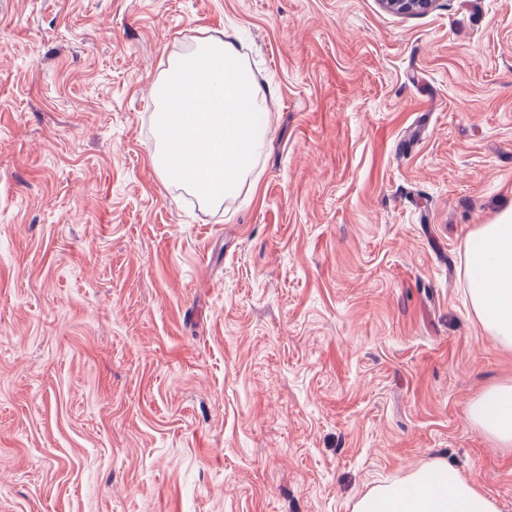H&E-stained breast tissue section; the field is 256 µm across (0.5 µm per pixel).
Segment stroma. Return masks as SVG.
<instances>
[{"mask_svg":"<svg viewBox=\"0 0 512 512\" xmlns=\"http://www.w3.org/2000/svg\"><path fill=\"white\" fill-rule=\"evenodd\" d=\"M235 31L238 196L152 87ZM512 206V0H0V512H353L435 464L512 512L464 243ZM436 0H381L390 11L400 15H414L431 9Z\"/></svg>","mask_w":512,"mask_h":512,"instance_id":"1","label":"stroma"}]
</instances>
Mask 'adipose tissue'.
<instances>
[{"label":"adipose tissue","mask_w":512,"mask_h":512,"mask_svg":"<svg viewBox=\"0 0 512 512\" xmlns=\"http://www.w3.org/2000/svg\"><path fill=\"white\" fill-rule=\"evenodd\" d=\"M470 299L485 328L512 346V209L465 241ZM471 419L504 447H512V385L489 390L469 410ZM354 512H498L494 501L447 466L417 471L407 481L365 493Z\"/></svg>","instance_id":"ef3b65f1"}]
</instances>
